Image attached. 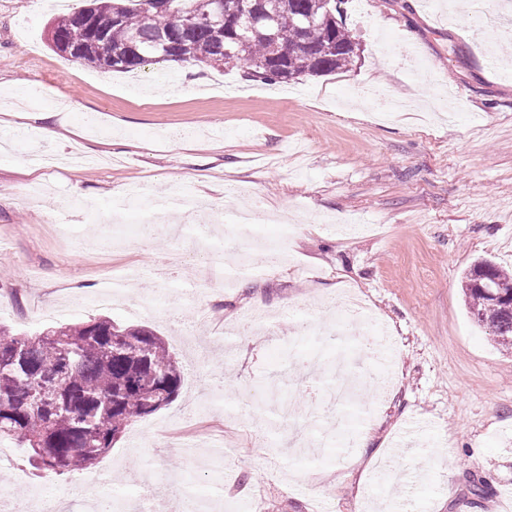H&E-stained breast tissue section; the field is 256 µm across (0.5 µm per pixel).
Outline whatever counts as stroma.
Returning <instances> with one entry per match:
<instances>
[{
  "mask_svg": "<svg viewBox=\"0 0 512 512\" xmlns=\"http://www.w3.org/2000/svg\"><path fill=\"white\" fill-rule=\"evenodd\" d=\"M85 0H0V142L54 122L49 146L92 166L45 169L33 144L0 145V325L19 335L58 322L109 318L155 330L178 358L175 400L133 422L92 467L135 512L151 489L153 512H172L175 477L210 512H512V349L467 312L462 273L489 258L512 273V5L445 10L427 0H345L359 52L345 70L289 83L241 71L166 64L105 73L54 53L50 17ZM380 95L405 110L380 121ZM146 186L150 199L184 192L224 210L261 199L271 218L250 254L273 247L283 223L295 234L283 260L235 287L207 278L205 245L159 232L142 239L135 212L123 242L97 244L98 216ZM135 268L125 299L89 305L101 274ZM386 328L390 392H365L366 453L306 461L282 455L307 438L308 380L325 381L339 339L331 305L345 289ZM164 293L167 310L129 304ZM259 308L274 334L224 329ZM314 322L303 348L327 361L303 375L286 364L293 335L284 312ZM0 493H64L62 512H84L73 473L37 471L14 448Z\"/></svg>",
  "mask_w": 512,
  "mask_h": 512,
  "instance_id": "1",
  "label": "stroma"
}]
</instances>
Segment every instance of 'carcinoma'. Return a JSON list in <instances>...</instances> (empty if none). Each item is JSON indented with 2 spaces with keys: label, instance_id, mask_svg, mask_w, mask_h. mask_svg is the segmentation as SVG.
Wrapping results in <instances>:
<instances>
[{
  "label": "carcinoma",
  "instance_id": "cac0c4a2",
  "mask_svg": "<svg viewBox=\"0 0 512 512\" xmlns=\"http://www.w3.org/2000/svg\"><path fill=\"white\" fill-rule=\"evenodd\" d=\"M88 0L87 7L50 23L60 44L81 51L80 61L108 71L132 72L167 62L156 44H178L183 63L232 67L249 80L282 82L325 76L347 68L356 52L342 20L343 0H254L266 18L293 14L269 32L240 25L199 27L185 35L179 16L198 0ZM466 303L476 323L512 348V276L488 260L463 272ZM181 371L153 331L98 319L49 327L32 336L0 327V440L32 452L45 471H80L94 464L129 422L168 405Z\"/></svg>",
  "mask_w": 512,
  "mask_h": 512
}]
</instances>
